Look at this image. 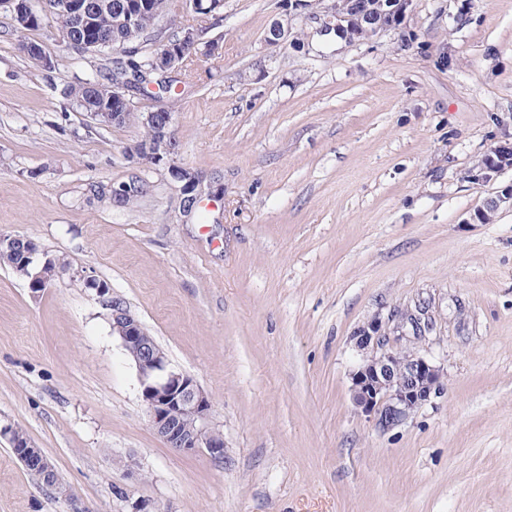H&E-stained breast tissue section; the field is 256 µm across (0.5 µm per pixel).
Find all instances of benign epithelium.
Instances as JSON below:
<instances>
[{"label":"benign epithelium","instance_id":"benign-epithelium-1","mask_svg":"<svg viewBox=\"0 0 512 512\" xmlns=\"http://www.w3.org/2000/svg\"><path fill=\"white\" fill-rule=\"evenodd\" d=\"M282 18L274 21L270 29L269 43L286 44L294 38L293 21H312L316 32L322 36L333 34L347 44L368 39L403 22L413 0H322L319 12L308 10V0H283ZM59 11L82 24L87 17L103 8L102 0H54ZM15 27L30 30L38 22L39 11L33 0H7ZM192 11L210 20L213 27L222 21L224 0H192ZM160 14L153 8V0H127L124 9L112 23L119 32L130 26L153 27ZM204 31L194 24L180 29L175 42L163 41L154 46L152 66L165 73L174 71L187 58L193 57L199 48L209 52L218 50L212 41H203ZM60 43L68 53L84 57L95 53L113 52L123 54L124 47L106 38L85 35L73 37L69 31H60ZM27 57L40 68L51 71L58 67L59 59L48 51L40 41L23 44ZM91 100L97 103L89 113L91 119L100 124H124L133 117V98L129 96L127 81L116 80L110 84L86 81ZM172 117L169 114L151 111L145 113L142 124L151 129V137L137 141L129 147V157L146 165L167 170L169 175L181 183L183 199L200 196L209 191L217 196L224 188L204 186V177L197 171L174 163L171 133ZM512 166V144L504 143L495 149V156L478 171L471 174L475 181H487L492 174ZM503 204H512V188L491 198L476 218L483 220ZM0 255L8 259L17 255L27 263L34 264L30 288L40 293L52 286L44 275L48 262L37 264L38 250L29 239L20 236L0 237ZM407 319L418 324L419 319L410 314L392 313L387 319L375 317L358 329L353 340L361 352V362L351 373V391L354 404L381 432L390 431L444 392L439 366L427 357L399 348L396 332L401 321ZM112 332L134 363L142 389V398L147 407L151 427L171 448L186 453L206 451L210 457L224 458L226 448L223 434L210 424L211 400L197 381L169 367L166 355L159 345L144 330L140 322L130 314L122 300L112 299ZM16 455L28 470L43 485L64 497L69 489L60 481L57 471L43 452L27 440H12Z\"/></svg>","mask_w":512,"mask_h":512}]
</instances>
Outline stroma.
<instances>
[{"label": "stroma", "instance_id": "obj_1", "mask_svg": "<svg viewBox=\"0 0 512 512\" xmlns=\"http://www.w3.org/2000/svg\"><path fill=\"white\" fill-rule=\"evenodd\" d=\"M281 14L224 0L215 54L102 126L63 95L100 57L67 54L53 16L17 29L0 2V235L68 266L36 293L0 262V428H22L75 496L0 435V512H512V208L474 218L512 169L470 178L512 143V0H414L352 45L310 23L268 43ZM31 40L56 72L24 55ZM157 106L175 164L224 186L206 223L127 153ZM134 175L150 191L128 207L90 190ZM92 279L208 394L223 459L154 432ZM420 310L432 330L404 324L401 346L440 366L445 392L383 433L352 402V336ZM23 51L27 57L46 71L55 70L59 65L56 55L48 51L40 41H28L23 44Z\"/></svg>", "mask_w": 512, "mask_h": 512}]
</instances>
